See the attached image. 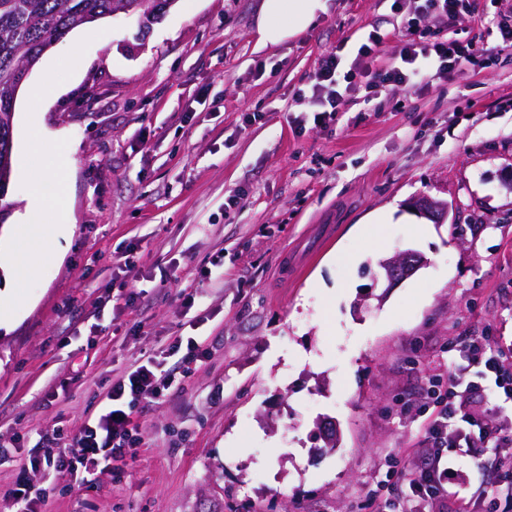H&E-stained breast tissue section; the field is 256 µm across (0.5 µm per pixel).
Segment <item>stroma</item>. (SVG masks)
<instances>
[{
	"label": "stroma",
	"instance_id": "1",
	"mask_svg": "<svg viewBox=\"0 0 512 512\" xmlns=\"http://www.w3.org/2000/svg\"><path fill=\"white\" fill-rule=\"evenodd\" d=\"M328 5L262 48L259 0H176L145 33L123 14L75 29L30 71L61 92L39 112L18 94L10 221L62 143L74 232L0 333V512H18L21 474L44 512H360L421 440L453 344L512 342V45L492 29L512 0L429 12L423 39L477 53L423 91L344 94L321 126L308 95L321 59L350 67L374 31L368 66H393L416 2ZM32 128L45 154L28 155ZM418 196L447 202V223L412 212ZM378 211L379 235L362 234ZM406 250L426 265L390 290L374 282ZM181 335L208 356L137 409L144 443L122 473L55 475L113 380Z\"/></svg>",
	"mask_w": 512,
	"mask_h": 512
}]
</instances>
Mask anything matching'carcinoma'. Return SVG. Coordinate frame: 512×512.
Returning <instances> with one entry per match:
<instances>
[{
	"mask_svg": "<svg viewBox=\"0 0 512 512\" xmlns=\"http://www.w3.org/2000/svg\"><path fill=\"white\" fill-rule=\"evenodd\" d=\"M176 0H0V180L12 179L8 113L24 64H37L57 41L76 28L109 17L117 9L159 19Z\"/></svg>",
	"mask_w": 512,
	"mask_h": 512,
	"instance_id": "obj_1",
	"label": "carcinoma"
}]
</instances>
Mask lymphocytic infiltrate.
I'll list each match as a JSON object with an SVG mask.
<instances>
[{
  "label": "lymphocytic infiltrate",
  "mask_w": 512,
  "mask_h": 512,
  "mask_svg": "<svg viewBox=\"0 0 512 512\" xmlns=\"http://www.w3.org/2000/svg\"><path fill=\"white\" fill-rule=\"evenodd\" d=\"M380 43L379 35L368 34L357 50L358 65L344 73L339 70L340 56L323 58L311 84L312 98L320 107L315 123L333 120L341 91H353L355 78H363L369 87L421 90L454 75L473 52L469 42L410 39L399 52L398 65L374 72L361 67V60L374 55ZM455 349L460 359L449 362L445 386L430 393L433 413L424 429L425 447L408 450L387 471L393 493L384 498L367 494L363 512H428L432 504L451 507L452 512H512V421L491 418L497 402L512 403V348L470 338L458 341ZM174 379L173 368L149 357L113 381L106 411L70 438L54 471L74 474L124 462L143 443L133 421L136 408L144 400L165 397ZM461 457L493 475V483L471 492L467 474L457 464Z\"/></svg>",
  "instance_id": "obj_1"
}]
</instances>
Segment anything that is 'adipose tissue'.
<instances>
[{
	"label": "adipose tissue",
	"instance_id": "1",
	"mask_svg": "<svg viewBox=\"0 0 512 512\" xmlns=\"http://www.w3.org/2000/svg\"><path fill=\"white\" fill-rule=\"evenodd\" d=\"M325 9V0H261L256 16L259 45H278L302 34ZM70 166L68 149L58 147L55 161L47 171L48 178L55 185L54 194L38 189L31 195L16 234L12 254L13 275L0 284V329L12 327L15 311L24 304L25 298L18 288L22 281L37 273L44 242L58 238L65 230L64 225L47 223L45 214L59 197L66 195Z\"/></svg>",
	"mask_w": 512,
	"mask_h": 512
}]
</instances>
